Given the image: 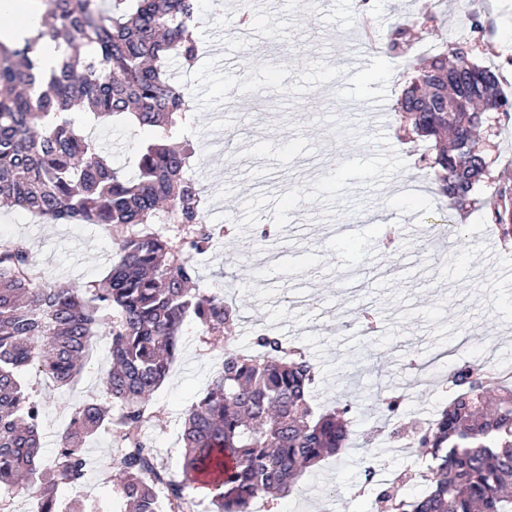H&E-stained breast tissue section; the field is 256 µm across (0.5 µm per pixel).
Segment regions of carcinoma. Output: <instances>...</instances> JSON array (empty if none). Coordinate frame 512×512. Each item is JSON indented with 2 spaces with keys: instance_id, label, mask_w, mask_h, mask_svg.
<instances>
[{
  "instance_id": "1",
  "label": "carcinoma",
  "mask_w": 512,
  "mask_h": 512,
  "mask_svg": "<svg viewBox=\"0 0 512 512\" xmlns=\"http://www.w3.org/2000/svg\"><path fill=\"white\" fill-rule=\"evenodd\" d=\"M47 0L37 37L0 42V205L52 224H97L115 257L101 279L81 286L46 280L27 243L0 238V491L38 486L40 512H89L58 503L59 485L83 483L87 443L115 425L121 446L112 486L129 512H182L186 489L214 475V512H249L258 495L291 494L302 473L348 440L349 405L318 412L311 403L314 366L272 332L257 352L236 349L238 310L192 287V251L210 246L203 197L189 174L194 109L165 67L192 65L200 47L190 27L200 0ZM40 40L65 42L55 63L35 53ZM460 37L414 68L398 101L404 136L429 143L421 161L435 170L438 192L457 210L476 204L490 177L474 130L512 111L488 66L471 61ZM127 123L152 131L140 148L136 177L112 167L86 127ZM492 218L512 239V187L498 190ZM168 225L165 231L157 228ZM224 340L221 371L184 422V471L162 489L146 475L151 443L142 432L156 416L152 394L168 377L188 321ZM94 336L110 340L112 365L102 386L112 406L82 404L70 415L51 465L42 462L43 405L21 381L31 369L56 386L72 384ZM448 404L415 432L430 463L413 498L383 489L374 512H512V384L470 364L449 374Z\"/></svg>"
}]
</instances>
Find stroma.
Segmentation results:
<instances>
[{
	"label": "stroma",
	"mask_w": 512,
	"mask_h": 512,
	"mask_svg": "<svg viewBox=\"0 0 512 512\" xmlns=\"http://www.w3.org/2000/svg\"><path fill=\"white\" fill-rule=\"evenodd\" d=\"M431 29L415 24L424 10ZM239 0H224V15L200 12L193 36L201 52L193 68L170 67L195 109L191 131L195 164L207 199L208 223L224 237L199 262L197 285L224 296L240 316L239 349L252 348L269 329L298 347L316 368L313 404L325 410L350 405L349 442L298 482L297 494L254 500V512H365L371 491L365 464L379 481L418 495L408 449L379 432L385 398L404 393L398 423L411 427L432 418L447 402L448 373L456 364L512 365V242H502L490 221L499 184L512 183V116L489 137L491 177L478 202L450 210L432 171L419 157L425 142L398 133L397 101L420 59L441 50L479 13L482 34L473 38V61L491 67L512 97V0H292L253 17L247 48L238 45ZM413 26L399 53L387 48L392 29ZM368 65L347 72L349 54ZM251 83L260 111L220 105ZM378 98L380 118L348 109L352 98ZM114 167L134 172L145 135L118 126L100 132ZM340 169L313 172L309 160L326 149ZM263 168L269 182L253 195L250 181ZM336 224L361 226L355 243L333 239ZM437 228L444 255L427 250L417 232ZM19 238L34 265L59 283L81 285L103 277L113 246L94 224H49L27 212L0 210V237ZM376 329L364 333L360 312ZM224 356L223 344L204 343L188 328L169 377L155 391L159 416L147 432L156 464L183 478L182 430L187 410L206 391ZM103 365L90 363L77 383L60 388L29 376L43 402L41 452L53 460L67 418L64 407L99 399Z\"/></svg>",
	"instance_id": "stroma-1"
}]
</instances>
